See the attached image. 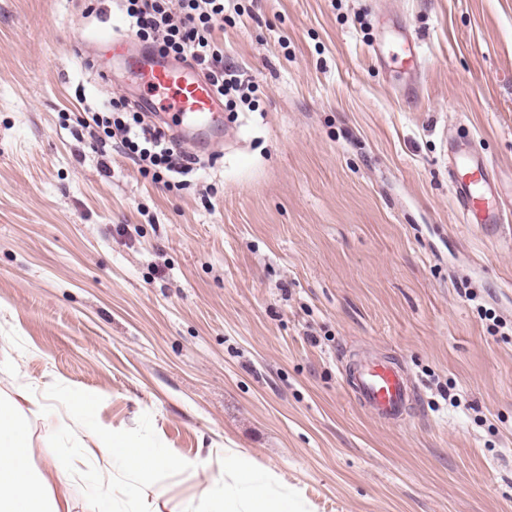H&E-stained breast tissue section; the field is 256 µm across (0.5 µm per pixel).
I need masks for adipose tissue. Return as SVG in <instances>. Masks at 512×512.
Returning <instances> with one entry per match:
<instances>
[{
	"mask_svg": "<svg viewBox=\"0 0 512 512\" xmlns=\"http://www.w3.org/2000/svg\"><path fill=\"white\" fill-rule=\"evenodd\" d=\"M15 391L18 402L0 404V512H62L51 476L34 472L29 465L25 426L20 418L21 409L37 413L44 411L45 405L23 384H16ZM96 442L102 455L120 459L144 482L171 462L170 455L161 449L130 445L104 429Z\"/></svg>",
	"mask_w": 512,
	"mask_h": 512,
	"instance_id": "1",
	"label": "adipose tissue"
}]
</instances>
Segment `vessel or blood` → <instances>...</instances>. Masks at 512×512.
Instances as JSON below:
<instances>
[{"label":"vessel or blood","mask_w":512,"mask_h":512,"mask_svg":"<svg viewBox=\"0 0 512 512\" xmlns=\"http://www.w3.org/2000/svg\"><path fill=\"white\" fill-rule=\"evenodd\" d=\"M417 43L405 36L391 62L405 71L417 73ZM115 58L137 76L151 91L140 106L143 111L171 114V129L179 142L205 141L215 125L221 123L222 103L213 87L196 70L174 66L147 49L136 54L122 52L121 40H113ZM449 176L457 208L468 223L483 229H498L508 220L499 198L493 174L484 158L468 145L455 150ZM342 382L353 401L373 419L385 423L401 422L419 396L411 387L406 369L397 361L382 357H363L346 364Z\"/></svg>","instance_id":"obj_1"}]
</instances>
